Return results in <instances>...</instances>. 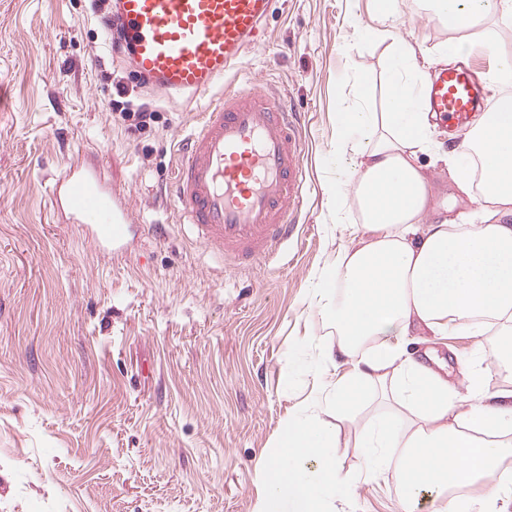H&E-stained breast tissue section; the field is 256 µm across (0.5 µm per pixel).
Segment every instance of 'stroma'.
I'll return each instance as SVG.
<instances>
[{
	"label": "stroma",
	"instance_id": "obj_1",
	"mask_svg": "<svg viewBox=\"0 0 512 512\" xmlns=\"http://www.w3.org/2000/svg\"><path fill=\"white\" fill-rule=\"evenodd\" d=\"M113 0H0V512H254L261 458L312 397L283 380L305 337H331L306 298L346 238L327 229L324 180L336 96L381 109L386 47L352 17L373 0H277L263 45L235 81L283 98L305 124L309 190L295 238L253 271L223 268L175 221L167 190L208 96L137 85L105 20ZM159 118L118 120L115 81ZM98 168L142 230L123 260L59 224L50 188L67 162ZM443 217L479 209L444 164ZM423 336L411 350L464 389L477 343ZM375 393L327 414L339 434L343 499L328 512H399L394 472L367 470L355 443Z\"/></svg>",
	"mask_w": 512,
	"mask_h": 512
}]
</instances>
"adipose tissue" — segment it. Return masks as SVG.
Wrapping results in <instances>:
<instances>
[{
	"instance_id": "obj_1",
	"label": "adipose tissue",
	"mask_w": 512,
	"mask_h": 512,
	"mask_svg": "<svg viewBox=\"0 0 512 512\" xmlns=\"http://www.w3.org/2000/svg\"><path fill=\"white\" fill-rule=\"evenodd\" d=\"M399 2L378 0L371 30L388 48L385 109L338 100L328 152V215L348 242L335 269H323L312 286L336 340L318 343L309 369L318 378L341 361L352 369L323 388V401H302L282 423L261 465L255 512H324L327 497L346 496L340 441L321 410L344 409L372 387L389 409L372 419L360 445L370 469H394L401 512H416L424 496L447 500L448 512H506L496 476L512 457V388L489 387L486 369L476 366L465 376L472 401L463 404L455 387L407 350L406 338L416 327L482 336L492 322L503 334L493 360L512 371V53L493 36L512 24V0H411V12L448 30L484 28L479 40L443 42L434 63L468 48L497 58L488 74L497 98L450 150L433 138L436 115L423 105L431 76L422 48L401 31ZM425 156L443 161L463 193L480 185L477 223L430 220ZM473 485L482 488L479 499L453 498V490Z\"/></svg>"
}]
</instances>
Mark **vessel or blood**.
I'll list each match as a JSON object with an SVG mask.
<instances>
[{
	"label": "vessel or blood",
	"instance_id": "vessel-or-blood-1",
	"mask_svg": "<svg viewBox=\"0 0 512 512\" xmlns=\"http://www.w3.org/2000/svg\"><path fill=\"white\" fill-rule=\"evenodd\" d=\"M275 0H114L140 79L167 95L218 91L179 153L175 213L224 265L250 267L290 240L306 174L300 113L253 84L230 85L272 15ZM485 95L463 66L440 69L426 96L449 125L470 121ZM51 203L86 228L103 254L122 257L136 229L128 196L76 166L55 179Z\"/></svg>",
	"mask_w": 512,
	"mask_h": 512
}]
</instances>
